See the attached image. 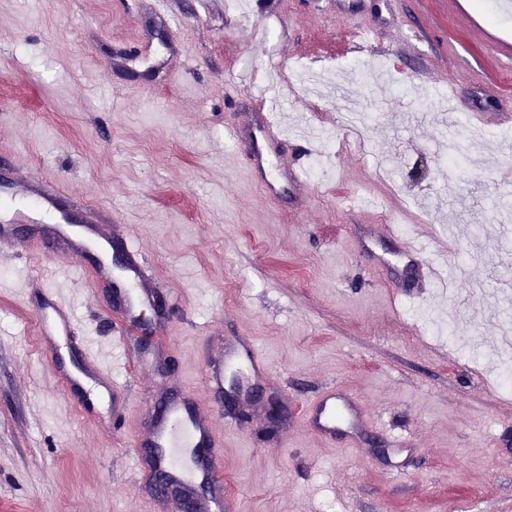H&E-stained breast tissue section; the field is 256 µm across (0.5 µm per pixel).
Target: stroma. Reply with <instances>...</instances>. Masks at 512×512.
Returning <instances> with one entry per match:
<instances>
[{
  "label": "stroma",
  "mask_w": 512,
  "mask_h": 512,
  "mask_svg": "<svg viewBox=\"0 0 512 512\" xmlns=\"http://www.w3.org/2000/svg\"><path fill=\"white\" fill-rule=\"evenodd\" d=\"M153 0H0V170L59 183L114 233L130 228L164 310L112 343V284L89 260L26 231L0 245V512H152L136 438L179 387L219 415L229 512H512V391L499 368L461 349L495 346L496 290L512 294V127L483 124L459 167L442 164L472 111L512 114V13L496 0H175L182 44L150 20ZM372 26L362 58L414 97L377 95L351 75V33ZM319 76L286 89L270 61ZM238 92L229 97L225 84ZM285 92L282 162L312 168L325 133L342 144L324 173L265 199L253 144L227 128L264 86ZM454 86L458 111L418 95ZM365 194L368 205L346 206ZM429 239L450 295L414 298L364 254L368 226ZM59 290L75 319L49 348L37 315ZM448 321L432 334L415 308ZM257 342L262 402L226 408L207 379L215 338ZM112 362L111 400L62 389L85 343ZM336 388L374 423L330 444L301 420ZM407 440L397 451L393 439Z\"/></svg>",
  "instance_id": "obj_1"
}]
</instances>
